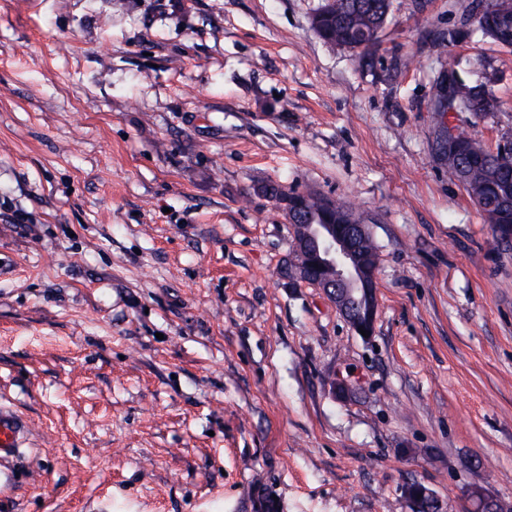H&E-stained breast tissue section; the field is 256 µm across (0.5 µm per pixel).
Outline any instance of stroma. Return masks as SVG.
<instances>
[{"mask_svg":"<svg viewBox=\"0 0 512 512\" xmlns=\"http://www.w3.org/2000/svg\"><path fill=\"white\" fill-rule=\"evenodd\" d=\"M470 0H394L372 66L320 0H0V400L30 426L0 512H441L512 501V244L432 154ZM288 185L377 246L374 333L282 280ZM418 494H421V497H418ZM406 495L414 512H436L439 509L434 493L421 484L409 485L406 489ZM512 509L511 501L490 496L482 491H472L467 498L463 512H509Z\"/></svg>","mask_w":512,"mask_h":512,"instance_id":"1","label":"stroma"}]
</instances>
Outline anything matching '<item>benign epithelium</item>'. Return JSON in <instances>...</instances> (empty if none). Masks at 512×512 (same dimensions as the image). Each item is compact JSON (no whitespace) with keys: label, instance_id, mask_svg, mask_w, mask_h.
Wrapping results in <instances>:
<instances>
[{"label":"benign epithelium","instance_id":"obj_1","mask_svg":"<svg viewBox=\"0 0 512 512\" xmlns=\"http://www.w3.org/2000/svg\"><path fill=\"white\" fill-rule=\"evenodd\" d=\"M296 251L304 258L296 278L323 289L354 331L373 332L376 311V260L362 244L369 234L364 224H294ZM413 512H438V501L427 487L415 483L406 489ZM512 503L475 490L463 512H509Z\"/></svg>","mask_w":512,"mask_h":512}]
</instances>
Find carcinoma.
Listing matches in <instances>:
<instances>
[{
	"label": "carcinoma",
	"instance_id": "1",
	"mask_svg": "<svg viewBox=\"0 0 512 512\" xmlns=\"http://www.w3.org/2000/svg\"><path fill=\"white\" fill-rule=\"evenodd\" d=\"M318 36L327 44L351 50L361 48L360 58H369V49L379 40V33L392 12V0H333L325 4ZM512 17V0H472L461 27L438 36L440 46L455 45L471 32L470 26L503 49L512 50V22L507 29L500 25V14ZM497 69L490 60L479 62L477 78L463 82L452 92L451 103L458 113L476 120L491 117L498 110L493 94ZM448 104L440 93V81H435V94L430 111L435 116L433 150L437 158L464 184L476 204L484 205L486 222L494 232H512V166L500 155L486 149L472 138L466 129L456 126L453 142H448L445 113ZM304 206L306 224H360L362 220L352 207L342 201H332L320 195H299Z\"/></svg>",
	"mask_w": 512,
	"mask_h": 512
}]
</instances>
